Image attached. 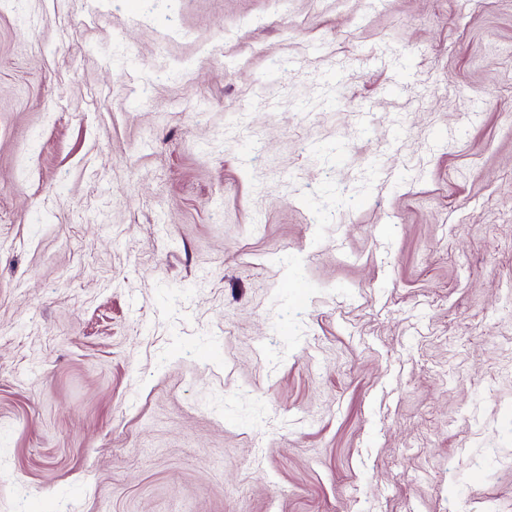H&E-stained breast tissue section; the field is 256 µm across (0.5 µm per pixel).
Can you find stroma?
<instances>
[{"mask_svg":"<svg viewBox=\"0 0 512 512\" xmlns=\"http://www.w3.org/2000/svg\"><path fill=\"white\" fill-rule=\"evenodd\" d=\"M0 512H512V0H0Z\"/></svg>","mask_w":512,"mask_h":512,"instance_id":"1","label":"stroma"}]
</instances>
